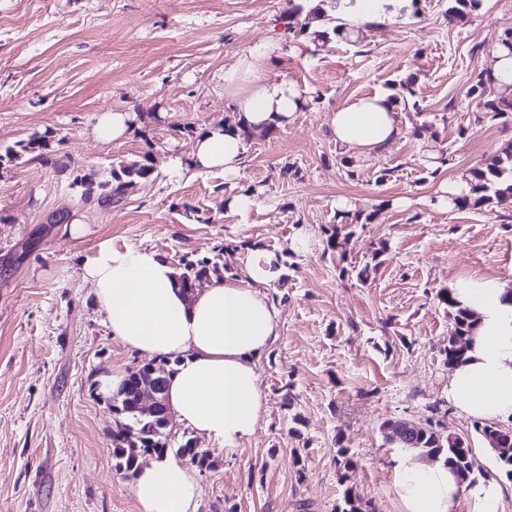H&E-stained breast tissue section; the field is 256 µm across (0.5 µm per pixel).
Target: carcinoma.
<instances>
[{
    "label": "carcinoma",
    "mask_w": 512,
    "mask_h": 512,
    "mask_svg": "<svg viewBox=\"0 0 512 512\" xmlns=\"http://www.w3.org/2000/svg\"><path fill=\"white\" fill-rule=\"evenodd\" d=\"M479 0H448V22L462 18L474 10ZM416 5V0H368L366 8L385 14L397 11L404 13L409 6ZM494 80L487 70H481L472 78L467 91V97L474 106V111L484 113L493 118L512 114V92H498L493 87ZM50 148L48 135L32 136L21 141L17 147H8L0 153V166L19 160L24 155L34 159L47 160ZM154 171L151 152L143 153L140 159L122 164L119 169L112 170L111 179L104 182L86 180L83 177L75 178L73 184L81 187V198L84 201L97 199L102 204L119 202L127 191L140 181L148 179ZM512 201V142L506 143L495 156L493 161L484 167L472 170L469 179V190L453 200L457 210H482L491 205H504ZM350 222L334 224L327 229L328 248L340 251V260H345L346 241L341 239V231ZM385 252L380 247L372 254L371 261L360 269L341 268L347 274L353 272L356 278L364 282L368 279L370 268L378 267L376 261ZM226 266L223 253L213 258H203L197 261H186L179 266L178 281L186 291H192L197 282L210 279L224 278ZM440 303L448 309V315L453 319L456 331L469 336L476 326V318L472 311L460 307L452 296V292L443 288L437 292ZM466 346L458 344L457 337H448L444 348L448 366L458 364L464 355ZM172 371L170 361L161 357L151 363L145 364L129 371L127 385L119 387L115 392H108L104 400L108 403L112 413L119 417L116 429L111 432L110 438L113 447V456L116 459V471L125 475H134L141 465L148 459H162L167 454L171 442V433L163 424L162 419L153 414H144L136 406L135 392L139 379L151 376L161 383H167V377ZM498 424H481L476 431L486 444L495 453L501 472L506 478L512 480V428L501 435ZM386 442L402 448H411L425 457H439L444 465L455 471L466 469L469 471V482H474L475 473L481 471L473 448L469 442L451 432L444 433L432 428L412 430L402 420H386L380 427ZM175 454L186 459L201 470L211 468L208 453L196 446L195 438L185 432ZM340 512H372L371 503L364 500L353 489L346 490L344 504Z\"/></svg>",
    "instance_id": "cac0c4a2"
}]
</instances>
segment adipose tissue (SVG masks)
<instances>
[{
	"instance_id": "1",
	"label": "adipose tissue",
	"mask_w": 512,
	"mask_h": 512,
	"mask_svg": "<svg viewBox=\"0 0 512 512\" xmlns=\"http://www.w3.org/2000/svg\"><path fill=\"white\" fill-rule=\"evenodd\" d=\"M278 50L276 42H268L225 71L235 119L211 123L196 137L187 160L173 161L174 169H219L225 182L235 183L245 159V131L294 122L305 102L300 89L255 64L257 56L269 58ZM330 128L338 144L365 158L404 134L395 106L378 94L336 108ZM280 274L278 257L256 247L242 274L187 295L177 284V270L156 251L107 248L85 266L83 277L91 282L113 337L140 353L176 358L167 399L178 421L231 454L255 434L264 412L255 361L281 334L280 312L265 291ZM453 291L476 312L478 327L448 382V400L469 418H510L512 294L498 278L485 276L458 278ZM398 474L404 512H499L495 483L468 489L445 466L411 456L399 461ZM131 490L142 512H196V476L176 459L142 464Z\"/></svg>"
}]
</instances>
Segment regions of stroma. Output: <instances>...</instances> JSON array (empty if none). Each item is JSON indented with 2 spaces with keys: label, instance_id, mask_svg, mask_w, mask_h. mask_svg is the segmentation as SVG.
<instances>
[{
  "label": "stroma",
  "instance_id": "1",
  "mask_svg": "<svg viewBox=\"0 0 512 512\" xmlns=\"http://www.w3.org/2000/svg\"><path fill=\"white\" fill-rule=\"evenodd\" d=\"M298 0H0V151L51 135L49 161L0 168V512H141L131 478L115 469L114 417L95 384L148 363L114 338L84 266L104 248L155 250L172 264L223 255L240 273L249 250L279 254L283 273L266 292L282 333L256 362L266 411L241 450H210L198 474L197 512H338L346 487L375 512H402L389 418L427 423L439 405L447 431L466 439L512 512V481L448 400L444 347L454 323L436 293L467 275L512 286V206L453 211L443 185L488 163L512 141V116H478L467 98L490 67L512 0L449 23L448 0H418L353 44L285 31ZM270 76L310 99L287 128L248 143L236 181L254 192L245 213L226 207L222 171L173 175L207 124L231 118L224 71L266 41ZM405 130L356 177L329 131L354 98L393 94ZM136 113L127 137L93 135L96 114ZM420 136H412L413 127ZM441 141L445 161L424 148ZM151 152L152 178L112 207L86 202L75 176L109 179L113 167ZM384 182H377V175ZM363 215L345 258L326 246L341 200ZM78 217L69 235L59 216ZM302 250H294L296 241ZM367 281L342 274L363 267ZM292 392L293 409L283 406ZM357 463L342 482L339 447Z\"/></svg>",
  "mask_w": 512,
  "mask_h": 512
}]
</instances>
